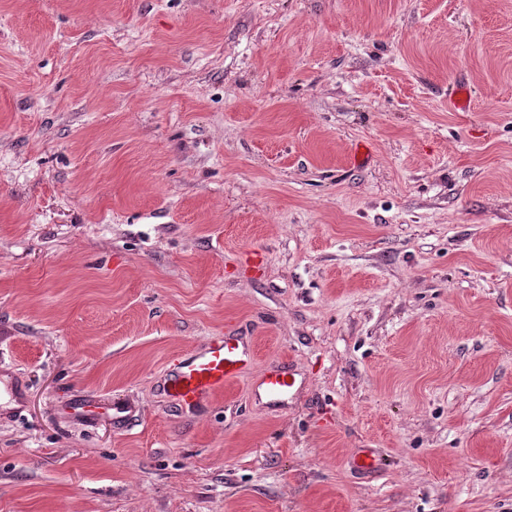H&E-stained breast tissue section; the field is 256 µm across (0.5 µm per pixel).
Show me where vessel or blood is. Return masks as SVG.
<instances>
[{
	"label": "vessel or blood",
	"instance_id": "b4317fda",
	"mask_svg": "<svg viewBox=\"0 0 512 512\" xmlns=\"http://www.w3.org/2000/svg\"><path fill=\"white\" fill-rule=\"evenodd\" d=\"M254 349L237 329H226L223 335L211 337L198 350L188 352L172 362L163 374L162 392L181 411L196 413L225 386L239 381L254 365ZM295 379L283 366L265 369L259 386L273 403L285 402ZM27 397L24 384L0 373V410L20 416Z\"/></svg>",
	"mask_w": 512,
	"mask_h": 512
}]
</instances>
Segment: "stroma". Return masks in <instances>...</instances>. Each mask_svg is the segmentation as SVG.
<instances>
[{
	"label": "stroma",
	"instance_id": "1",
	"mask_svg": "<svg viewBox=\"0 0 512 512\" xmlns=\"http://www.w3.org/2000/svg\"><path fill=\"white\" fill-rule=\"evenodd\" d=\"M0 362V512H512V0H0ZM254 349L236 328L213 336L198 350L172 362L163 374L162 393L182 412L197 413L225 386L239 381L254 365ZM294 374L285 366H275L263 371L259 387L271 403H283L293 391ZM1 368L0 373V410L8 409L14 418L20 417L26 404L27 389L24 384L5 374Z\"/></svg>",
	"mask_w": 512,
	"mask_h": 512
}]
</instances>
